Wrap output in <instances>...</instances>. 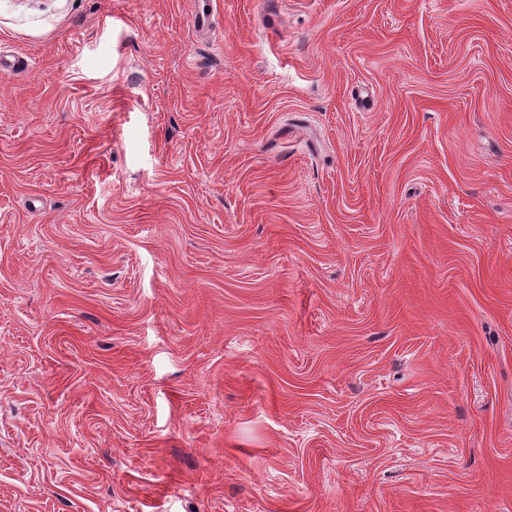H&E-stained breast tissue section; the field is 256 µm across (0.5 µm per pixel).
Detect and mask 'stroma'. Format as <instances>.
<instances>
[{"label":"stroma","mask_w":512,"mask_h":512,"mask_svg":"<svg viewBox=\"0 0 512 512\" xmlns=\"http://www.w3.org/2000/svg\"><path fill=\"white\" fill-rule=\"evenodd\" d=\"M0 0V512H512V0Z\"/></svg>","instance_id":"obj_1"}]
</instances>
